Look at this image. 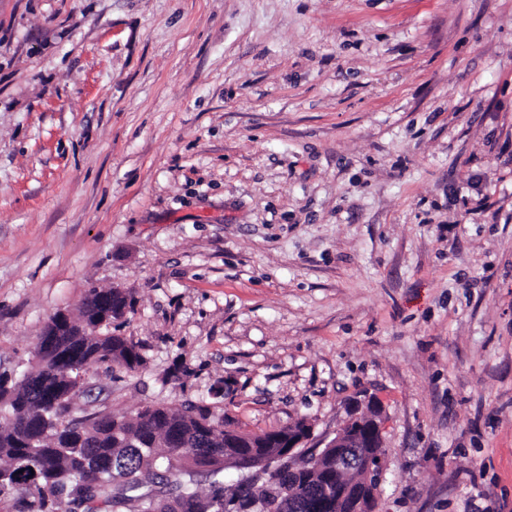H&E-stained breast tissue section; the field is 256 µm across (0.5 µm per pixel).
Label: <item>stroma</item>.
<instances>
[{
  "mask_svg": "<svg viewBox=\"0 0 512 512\" xmlns=\"http://www.w3.org/2000/svg\"><path fill=\"white\" fill-rule=\"evenodd\" d=\"M92 287L75 416L370 398L376 512H512V0H0V371ZM116 290H112L113 293L120 292L122 296L117 294L114 297L112 291H107L100 308L104 312H111L110 322L89 325L82 319L77 328L84 336H59L60 354L67 361L77 359L83 365L95 360L126 371H136L143 366L145 360L138 345L128 341L124 336L112 334L110 331H99L102 327L112 325V321L122 318L133 308L131 298L126 293ZM124 308L125 311L118 316Z\"/></svg>",
  "mask_w": 512,
  "mask_h": 512,
  "instance_id": "1",
  "label": "stroma"
}]
</instances>
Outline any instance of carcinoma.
I'll use <instances>...</instances> for the list:
<instances>
[{"mask_svg": "<svg viewBox=\"0 0 512 512\" xmlns=\"http://www.w3.org/2000/svg\"><path fill=\"white\" fill-rule=\"evenodd\" d=\"M127 294L107 292L101 310L111 320L130 311ZM110 323L78 324L80 336L59 337L60 354L85 364L90 360L126 371L144 364L138 345L101 328ZM63 366L42 358L12 376L0 373V508L4 512H252L262 483L238 478L224 489V426L206 405L183 410L147 404L135 414L72 415ZM38 422L42 444L22 446L18 421ZM183 448H167L170 433ZM211 478L210 489L197 491L198 476ZM279 488L297 486L310 496L305 512L324 501V481L309 472L284 468L271 476Z\"/></svg>", "mask_w": 512, "mask_h": 512, "instance_id": "cac0c4a2", "label": "carcinoma"}]
</instances>
